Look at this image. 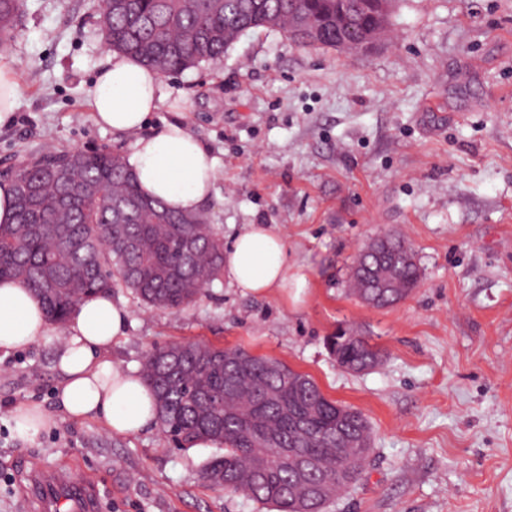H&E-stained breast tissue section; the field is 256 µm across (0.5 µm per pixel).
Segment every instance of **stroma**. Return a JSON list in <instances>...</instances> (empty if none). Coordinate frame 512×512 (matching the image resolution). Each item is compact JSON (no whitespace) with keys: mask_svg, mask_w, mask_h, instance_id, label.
Returning a JSON list of instances; mask_svg holds the SVG:
<instances>
[{"mask_svg":"<svg viewBox=\"0 0 512 512\" xmlns=\"http://www.w3.org/2000/svg\"><path fill=\"white\" fill-rule=\"evenodd\" d=\"M98 0H25L6 53L18 106L0 125V173L45 152L135 141L98 126L89 92L104 60ZM144 128L178 121L218 161L205 212L224 239L268 224L307 277L256 296L213 283L171 314L129 290L112 359L139 369L152 345L241 347L311 376L372 428L360 480L325 512H512V0H398L369 51L303 49L282 31L247 32L218 60L163 78ZM414 250L421 280L405 300L364 304L349 289L358 251L387 234ZM383 351L372 370L337 366L336 328ZM49 329L0 357V512H41L32 468L70 472L94 512H264L208 487L212 448L180 449L157 427L109 434L60 412ZM37 404L55 427L13 433Z\"/></svg>","mask_w":512,"mask_h":512,"instance_id":"stroma-1","label":"stroma"}]
</instances>
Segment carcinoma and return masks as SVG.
<instances>
[{
	"mask_svg": "<svg viewBox=\"0 0 512 512\" xmlns=\"http://www.w3.org/2000/svg\"><path fill=\"white\" fill-rule=\"evenodd\" d=\"M394 0H101L98 26L112 50L161 75L218 59L241 35L283 31L299 46L336 48L348 37L376 42L388 30ZM24 0H0V47L13 39ZM16 223L0 230V280L14 279L42 302L52 325L77 305L121 286L143 304L179 311L224 277V239L205 213L185 214L145 197L123 158L106 149L47 152L11 173ZM376 258L364 250L352 291L379 278L377 306L407 297L421 278L403 241L384 236ZM344 368L382 361L380 348L329 336ZM141 377L157 398L160 432L177 447L218 442L224 453L202 479L244 494L273 512H324L357 482L370 448L365 415L327 398L307 374L241 347L180 342L148 348ZM296 451L314 460L305 476L277 466L248 475L261 458Z\"/></svg>",
	"mask_w": 512,
	"mask_h": 512,
	"instance_id": "carcinoma-1",
	"label": "carcinoma"
}]
</instances>
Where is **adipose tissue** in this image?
<instances>
[{"label":"adipose tissue","mask_w":512,"mask_h":512,"mask_svg":"<svg viewBox=\"0 0 512 512\" xmlns=\"http://www.w3.org/2000/svg\"><path fill=\"white\" fill-rule=\"evenodd\" d=\"M164 99L162 76L138 60L108 55L91 92L95 123L116 134L135 135L127 158L141 192L178 211L195 212L214 195L217 164L209 149L181 122L140 136L151 112ZM224 277L230 286L257 295L294 285L306 277L291 273L287 238L265 224H249L224 251ZM130 320L125 305L108 294L81 302L65 329L55 362L61 380L56 402L73 418L93 417L116 435H135L157 419L155 396L135 371L112 360V344ZM49 323L34 293L19 281L0 282V351L30 347L46 335Z\"/></svg>","instance_id":"adipose-tissue-1"}]
</instances>
